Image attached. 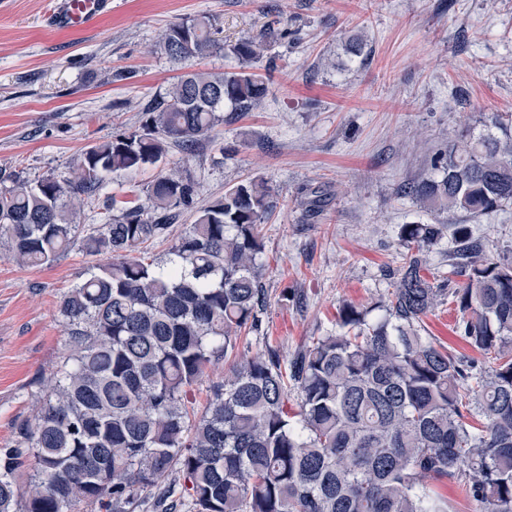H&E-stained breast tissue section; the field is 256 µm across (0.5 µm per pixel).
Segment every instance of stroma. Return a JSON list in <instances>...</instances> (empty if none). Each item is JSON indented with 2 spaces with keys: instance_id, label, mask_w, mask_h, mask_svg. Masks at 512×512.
<instances>
[{
  "instance_id": "35a3bbf8",
  "label": "stroma",
  "mask_w": 512,
  "mask_h": 512,
  "mask_svg": "<svg viewBox=\"0 0 512 512\" xmlns=\"http://www.w3.org/2000/svg\"><path fill=\"white\" fill-rule=\"evenodd\" d=\"M46 2L0 0V169L31 181L66 179L89 144L138 128L187 69L238 70L227 52L171 60L158 45L170 25L210 16L228 45L277 30L251 66L268 87L255 106L225 105L223 124L192 154L170 149L103 189L141 199L172 170L193 182L196 208L254 177L274 189L263 226L267 305L259 329L242 334V355L273 346L291 356L334 327L342 303L384 299L405 253L402 225L435 221L405 186L434 177L431 155L459 132L512 114V0H112L79 32L50 27ZM469 226L486 255L512 250V204ZM92 263L73 250L23 267L0 240V446L13 418L31 413L33 383L64 355L59 304ZM458 319L445 299L422 327L487 367Z\"/></svg>"
}]
</instances>
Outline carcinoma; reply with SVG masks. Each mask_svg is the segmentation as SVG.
Returning a JSON list of instances; mask_svg holds the SVG:
<instances>
[{
	"label": "carcinoma",
	"instance_id": "obj_1",
	"mask_svg": "<svg viewBox=\"0 0 512 512\" xmlns=\"http://www.w3.org/2000/svg\"><path fill=\"white\" fill-rule=\"evenodd\" d=\"M270 30L230 51L240 70L185 72L134 131L89 146L72 177L35 183L0 173V237L10 258L43 266L78 248L106 260L62 298L67 353L38 383L34 411L0 448V512H448L432 483L455 477L477 512H512V257L484 253L465 224H404L403 263L386 300L345 302L336 327L285 358L269 347L232 363L190 417L191 391L229 359L264 307L261 226L276 204L261 178L200 208L162 260L157 239L193 205V184L156 178L120 218L80 223L118 171L192 151L267 86L247 72ZM189 62L220 48L211 19L186 17L160 37ZM439 179L405 192L427 210L474 218L512 202V116L489 115L438 151ZM451 235L450 274L430 278V247ZM450 296L462 338L489 370L441 349L422 318ZM383 315L374 321L369 314ZM296 403L290 404V396ZM482 414L486 425L469 418Z\"/></svg>",
	"mask_w": 512,
	"mask_h": 512
}]
</instances>
